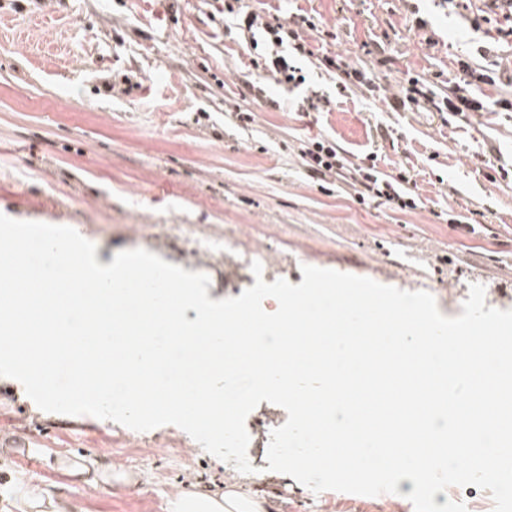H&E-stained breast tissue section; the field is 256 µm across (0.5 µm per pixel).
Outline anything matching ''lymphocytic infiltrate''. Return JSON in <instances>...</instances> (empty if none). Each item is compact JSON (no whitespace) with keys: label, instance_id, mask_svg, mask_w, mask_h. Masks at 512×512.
<instances>
[{"label":"lymphocytic infiltrate","instance_id":"1","mask_svg":"<svg viewBox=\"0 0 512 512\" xmlns=\"http://www.w3.org/2000/svg\"><path fill=\"white\" fill-rule=\"evenodd\" d=\"M210 8L212 21L234 27L246 35V47L253 69L275 83L297 88L306 77L299 64L300 58L313 56L314 51L305 38L306 32L317 30L314 17L298 14L291 23L270 22L249 0H204ZM394 107L403 109H433L439 112H477L482 103L465 95L461 85L449 86L447 94L436 93L425 80H408L404 96L395 98ZM359 191L354 199L358 204L395 205L399 210H413L417 201L412 194V178L406 172L391 175L379 170L377 164L360 168Z\"/></svg>","mask_w":512,"mask_h":512}]
</instances>
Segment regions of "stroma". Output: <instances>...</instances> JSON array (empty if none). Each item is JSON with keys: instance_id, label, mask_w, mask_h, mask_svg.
<instances>
[{"instance_id": "stroma-1", "label": "stroma", "mask_w": 512, "mask_h": 512, "mask_svg": "<svg viewBox=\"0 0 512 512\" xmlns=\"http://www.w3.org/2000/svg\"><path fill=\"white\" fill-rule=\"evenodd\" d=\"M279 18L302 9L322 29L321 52L373 67L372 89L342 87L307 64L310 86L331 104L298 109L301 91L266 81L280 112L246 98L253 76L236 35L213 23L199 0H0V213L69 226L103 262L141 248L189 272L206 274L211 300L240 296L252 279L225 272L220 250L197 251L189 233L219 235L235 225L267 253L273 279L303 280L302 265L332 269L406 291L431 293L439 311L460 315L471 284L485 304L512 310V180L489 179L488 164L512 170V111L457 119L435 110L393 111L408 78L460 77L461 58L487 42L452 0H417L430 32L412 28L406 0H261ZM435 45H428L427 36ZM490 45V44H487ZM497 83L471 95L512 88V42L490 45ZM112 91H103L104 83ZM254 113L241 122L238 110ZM326 138L352 163L377 153L386 173L409 171L421 203L401 212L359 205L337 175H313L300 151ZM479 212L475 228L449 211ZM286 411L263 402L248 415L252 472L208 454L174 425L137 432L89 416L42 411L0 378V438L31 444L29 457L0 447V512H19L35 489L81 512H168L178 490L205 494L236 484L275 512H414L399 495L317 494L279 472L257 473L269 432ZM83 458L111 467V484L64 473Z\"/></svg>"}]
</instances>
